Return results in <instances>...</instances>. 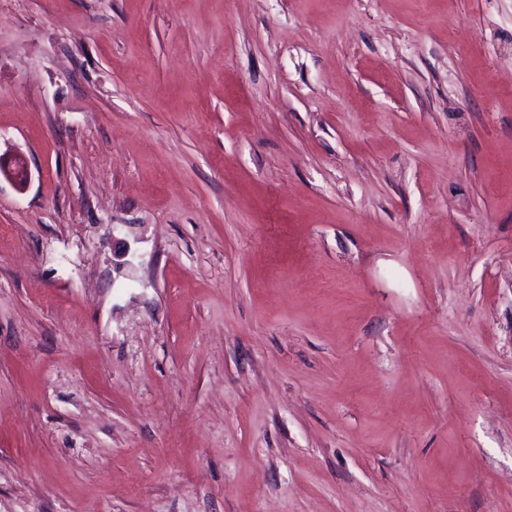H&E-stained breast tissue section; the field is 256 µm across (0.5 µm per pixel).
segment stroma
Wrapping results in <instances>:
<instances>
[{
    "label": "stroma",
    "instance_id": "stroma-1",
    "mask_svg": "<svg viewBox=\"0 0 512 512\" xmlns=\"http://www.w3.org/2000/svg\"><path fill=\"white\" fill-rule=\"evenodd\" d=\"M0 512H512V0H0Z\"/></svg>",
    "mask_w": 512,
    "mask_h": 512
}]
</instances>
